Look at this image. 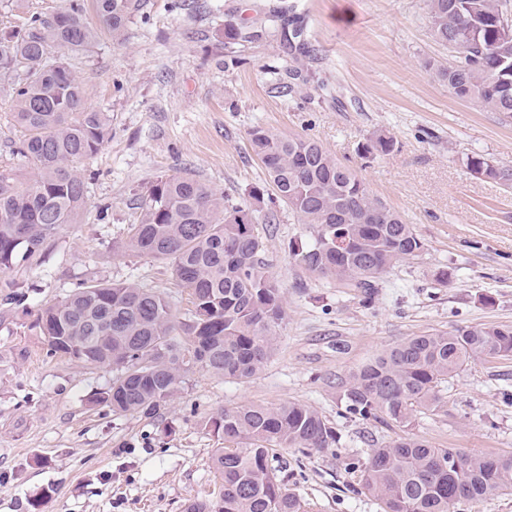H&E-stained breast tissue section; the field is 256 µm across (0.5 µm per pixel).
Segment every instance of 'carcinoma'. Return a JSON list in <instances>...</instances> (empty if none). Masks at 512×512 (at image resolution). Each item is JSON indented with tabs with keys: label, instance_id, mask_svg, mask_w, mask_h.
Segmentation results:
<instances>
[{
	"label": "carcinoma",
	"instance_id": "cac0c4a2",
	"mask_svg": "<svg viewBox=\"0 0 512 512\" xmlns=\"http://www.w3.org/2000/svg\"><path fill=\"white\" fill-rule=\"evenodd\" d=\"M427 2L433 36L454 52L451 63L436 68L448 91L511 119L512 39H504L500 19L512 16V0ZM141 8L142 0H92L93 24L85 0H66L50 16L33 12L21 27L0 31V89L9 92L12 120L23 133L14 153L31 165L22 178L0 171L1 271L41 256L84 211L87 182L78 163L101 150L110 117L86 106L84 82L68 55L89 50L103 31L123 42ZM248 141L265 183L239 202L190 175L158 176L141 193L140 219L124 248L171 263L191 296L188 318L179 320L164 295L119 282L77 288L40 308L28 325L54 353L116 368L99 393L115 411L154 415L174 395L186 371L178 336L191 339L193 360L215 376L249 379L263 369L287 314L258 229L274 223L268 204L277 201L317 228L312 244L291 250L296 263L366 301L383 274L424 249L411 225L316 140L255 127ZM393 147V138L378 136L363 150L369 157ZM466 167L512 185L511 167L482 157L469 158ZM338 238L350 242L344 254L336 252ZM491 354L512 356L511 324L409 336L343 383L345 415L409 428L419 412L447 404L443 383ZM207 425L236 447L215 449L219 495L192 501L186 512H302L275 474L270 451H322L340 441L318 411L296 402L226 409ZM361 486L383 512H450L462 499L511 492L512 454L470 455L408 434L371 449Z\"/></svg>",
	"mask_w": 512,
	"mask_h": 512
}]
</instances>
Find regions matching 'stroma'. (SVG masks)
Segmentation results:
<instances>
[{
	"mask_svg": "<svg viewBox=\"0 0 512 512\" xmlns=\"http://www.w3.org/2000/svg\"><path fill=\"white\" fill-rule=\"evenodd\" d=\"M269 2L144 0L123 43L104 35L73 57L86 104L108 113L110 134L80 163L88 192L79 223L63 226L40 258L0 273V512H184L221 485L213 455L224 438L208 419L288 402L315 408L340 436L328 450L270 453L305 512H383L356 463L402 430L343 417L341 382L406 337L512 324V188L466 168L473 156L512 168V122L456 98L436 76L434 65L452 56L432 34L426 0H286L310 49L300 60L261 22ZM230 22L251 41L226 44ZM288 80L294 93H279ZM258 126L318 141L406 219L423 251L383 275L368 303L291 259L316 228L275 206V223L259 230L288 310L263 370L237 380L192 367L150 418L94 403L111 367L51 353L6 297L24 293L34 312L86 283L134 281L186 317L189 294L170 263L123 248L138 198L158 176L189 174L241 201L265 178L248 144ZM380 135L394 148L364 159ZM442 269L448 282L435 279ZM442 393L446 410L418 414L412 433L437 448L512 454V358L471 363Z\"/></svg>",
	"mask_w": 512,
	"mask_h": 512,
	"instance_id": "35a3bbf8",
	"label": "stroma"
}]
</instances>
